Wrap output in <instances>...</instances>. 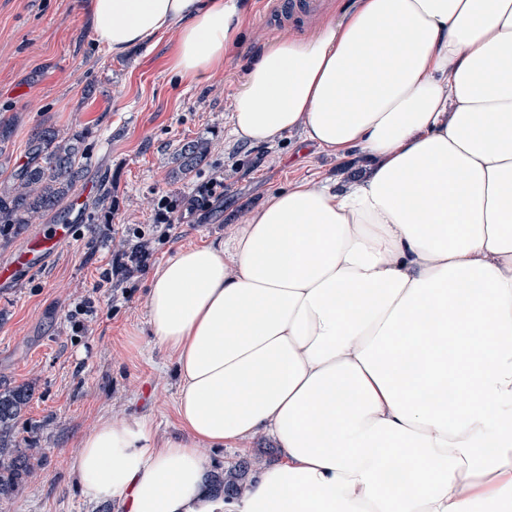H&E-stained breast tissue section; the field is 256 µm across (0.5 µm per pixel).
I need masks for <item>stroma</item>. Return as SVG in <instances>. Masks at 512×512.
<instances>
[{
    "label": "stroma",
    "instance_id": "35a3bbf8",
    "mask_svg": "<svg viewBox=\"0 0 512 512\" xmlns=\"http://www.w3.org/2000/svg\"><path fill=\"white\" fill-rule=\"evenodd\" d=\"M321 2L316 13L281 16L276 0H244L240 43L223 67L190 82L170 68L176 29L115 56L96 42L84 0H0V122L11 131L0 147V182L26 162L32 134L54 127L86 135L93 164L76 192L91 203L112 188L107 208L86 214L56 257L0 290V383L30 388L16 434L34 450L31 472L0 501V512H114L109 502L88 501L69 468L82 437L104 416L149 417L159 442L184 434L175 361L155 345L148 324L150 268L178 247L223 239L277 189L358 172V161L337 163L296 132L259 146L229 135L252 59L274 40L311 33L351 0ZM197 137L209 141L208 158L186 178H173L178 147ZM219 171L223 191L186 214L173 239L156 244L148 271L101 290L96 315L76 329L74 304L124 249L123 225L152 223L162 196H191ZM271 445L260 434L201 455L211 468L240 457L262 465Z\"/></svg>",
    "mask_w": 512,
    "mask_h": 512
}]
</instances>
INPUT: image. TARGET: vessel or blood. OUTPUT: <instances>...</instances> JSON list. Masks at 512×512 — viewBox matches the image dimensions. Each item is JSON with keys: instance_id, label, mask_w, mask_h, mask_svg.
I'll list each match as a JSON object with an SVG mask.
<instances>
[{"instance_id": "1", "label": "vessel or blood", "mask_w": 512, "mask_h": 512, "mask_svg": "<svg viewBox=\"0 0 512 512\" xmlns=\"http://www.w3.org/2000/svg\"><path fill=\"white\" fill-rule=\"evenodd\" d=\"M73 234V225L65 222L40 227L8 262L0 264V288L8 286L24 273L41 269Z\"/></svg>"}]
</instances>
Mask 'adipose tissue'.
I'll return each instance as SVG.
<instances>
[{
    "instance_id": "adipose-tissue-1",
    "label": "adipose tissue",
    "mask_w": 512,
    "mask_h": 512,
    "mask_svg": "<svg viewBox=\"0 0 512 512\" xmlns=\"http://www.w3.org/2000/svg\"><path fill=\"white\" fill-rule=\"evenodd\" d=\"M119 54L177 28L171 67L223 66L241 0H87ZM231 135L361 173L274 191L146 295L183 437L101 419L71 457L115 512H512V0H356L249 64ZM281 460L214 497L200 446Z\"/></svg>"
}]
</instances>
